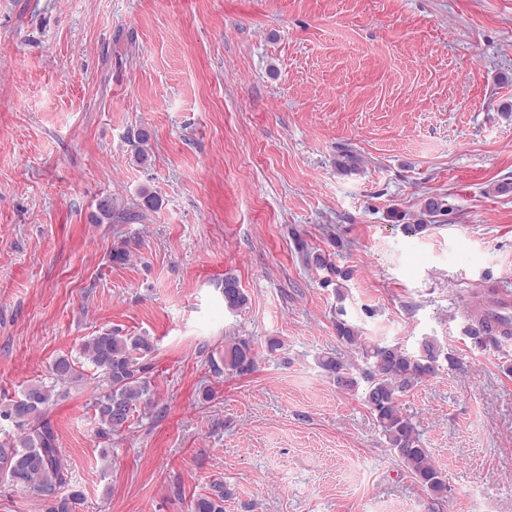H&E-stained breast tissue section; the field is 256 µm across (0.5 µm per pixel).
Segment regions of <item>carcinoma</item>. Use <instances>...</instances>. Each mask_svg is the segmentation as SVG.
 <instances>
[{"label": "carcinoma", "mask_w": 512, "mask_h": 512, "mask_svg": "<svg viewBox=\"0 0 512 512\" xmlns=\"http://www.w3.org/2000/svg\"><path fill=\"white\" fill-rule=\"evenodd\" d=\"M423 213L431 218L448 215V206L437 198L424 203ZM224 304L230 310L240 309L248 298L233 276L224 277ZM336 338L348 347L362 351L371 361L367 372H354L336 355L319 359L320 368L332 380L336 389L355 392L365 384L364 400L375 417L388 447L406 469L408 475L438 499L448 496L450 488L445 475L431 460L415 425L402 412L398 396L408 392L435 375L442 347L438 340L425 336L414 352L395 345L365 344L360 331L341 319L338 309ZM469 337L478 346H496L501 338L512 336L505 331L498 336L485 328L484 322L473 319L467 328ZM154 350L152 337L146 334L122 335L118 330H105L80 347V357L87 360L96 378L106 389L95 399L94 412L100 425L99 434L106 438L120 431L140 407L152 405L150 380L142 359ZM255 358L247 340L239 338L224 345L222 365L218 373L243 376L253 372ZM83 378L76 364L67 356L57 358L52 366V382L29 385L22 397L0 407V421H8L22 430L11 434L0 428V475L10 486L35 493L46 501L45 512H74L81 493L72 489L71 476L61 460V451L54 428L47 418V409L56 386ZM231 492L222 483L212 486V492L198 497L193 512H224V500Z\"/></svg>", "instance_id": "1"}]
</instances>
